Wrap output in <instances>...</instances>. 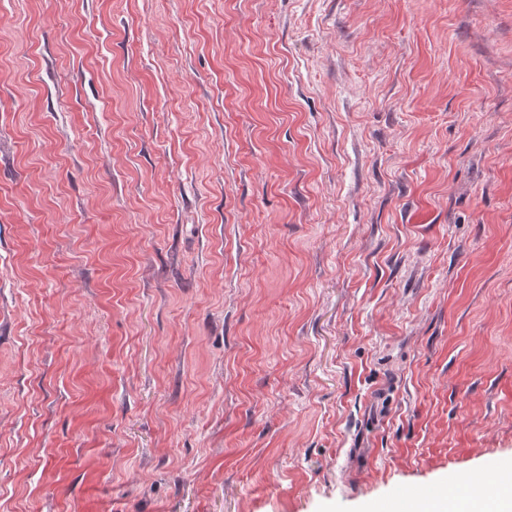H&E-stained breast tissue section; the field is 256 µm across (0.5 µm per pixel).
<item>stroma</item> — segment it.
Here are the masks:
<instances>
[{
    "instance_id": "1",
    "label": "stroma",
    "mask_w": 512,
    "mask_h": 512,
    "mask_svg": "<svg viewBox=\"0 0 512 512\" xmlns=\"http://www.w3.org/2000/svg\"><path fill=\"white\" fill-rule=\"evenodd\" d=\"M505 466L512 0H0V512Z\"/></svg>"
}]
</instances>
